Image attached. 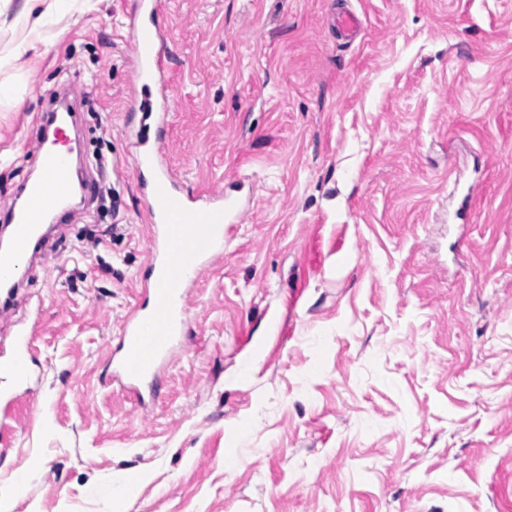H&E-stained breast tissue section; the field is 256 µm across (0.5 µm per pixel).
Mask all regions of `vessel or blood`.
I'll use <instances>...</instances> for the list:
<instances>
[{"label": "vessel or blood", "instance_id": "b4317fda", "mask_svg": "<svg viewBox=\"0 0 512 512\" xmlns=\"http://www.w3.org/2000/svg\"><path fill=\"white\" fill-rule=\"evenodd\" d=\"M159 0H135L130 13L135 88L144 98L139 109L154 127V142L137 139L135 170L152 228L148 240L151 275L145 283L147 303L123 322L112 360L111 381L132 393L153 387L175 349L184 344L188 288L199 274L224 254V236L238 218L237 202L223 192L197 195L169 166L164 153L173 107L168 83L169 50L158 21ZM67 127L59 125L53 139L38 140L39 174L26 181L17 198L0 205V221L12 227V242L0 252V282L17 278L32 243L48 217L64 209L74 184L66 151ZM36 327L19 328L8 357V377L0 379V405L17 401L33 374Z\"/></svg>", "mask_w": 512, "mask_h": 512}]
</instances>
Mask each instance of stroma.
Wrapping results in <instances>:
<instances>
[{
  "label": "stroma",
  "mask_w": 512,
  "mask_h": 512,
  "mask_svg": "<svg viewBox=\"0 0 512 512\" xmlns=\"http://www.w3.org/2000/svg\"><path fill=\"white\" fill-rule=\"evenodd\" d=\"M132 3L0 70V201L57 98L109 161L0 314L6 345L39 326L10 512H512V0H162L165 153L244 213L139 397L108 380L149 275Z\"/></svg>",
  "instance_id": "obj_1"
}]
</instances>
